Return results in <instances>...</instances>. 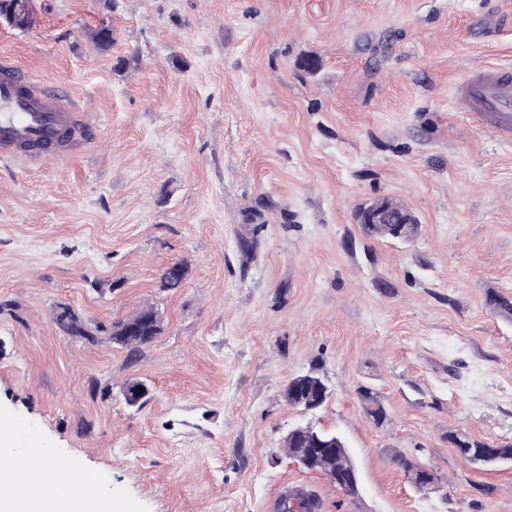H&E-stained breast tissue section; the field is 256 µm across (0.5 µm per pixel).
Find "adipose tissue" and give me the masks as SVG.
I'll return each instance as SVG.
<instances>
[{
  "label": "adipose tissue",
  "instance_id": "adipose-tissue-1",
  "mask_svg": "<svg viewBox=\"0 0 512 512\" xmlns=\"http://www.w3.org/2000/svg\"><path fill=\"white\" fill-rule=\"evenodd\" d=\"M12 478L0 483V512H117L111 496L48 449L14 447L10 429L0 426V469Z\"/></svg>",
  "mask_w": 512,
  "mask_h": 512
}]
</instances>
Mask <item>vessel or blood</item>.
I'll use <instances>...</instances> for the list:
<instances>
[{"mask_svg": "<svg viewBox=\"0 0 512 512\" xmlns=\"http://www.w3.org/2000/svg\"><path fill=\"white\" fill-rule=\"evenodd\" d=\"M455 105L473 124L512 142V69H476L455 91ZM88 113L61 92L0 60V156L37 166L65 156L68 138L91 136Z\"/></svg>", "mask_w": 512, "mask_h": 512, "instance_id": "b4317fda", "label": "vessel or blood"}]
</instances>
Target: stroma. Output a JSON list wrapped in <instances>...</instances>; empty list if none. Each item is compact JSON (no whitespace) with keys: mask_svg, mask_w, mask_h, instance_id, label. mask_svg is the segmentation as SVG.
Listing matches in <instances>:
<instances>
[{"mask_svg":"<svg viewBox=\"0 0 512 512\" xmlns=\"http://www.w3.org/2000/svg\"><path fill=\"white\" fill-rule=\"evenodd\" d=\"M30 4L28 29L0 19V56L88 105L95 141L0 160V412L19 446L91 471L124 512H266L287 483L316 512H512V465L448 442H512V319L487 303L512 299V144L453 101L469 71L512 67V0ZM383 197L415 215L412 242L363 234L357 209ZM61 306L92 338L58 328ZM149 306L162 332L133 362L106 327ZM312 368L333 394L304 413L283 389ZM306 424L345 439L356 498L288 458ZM394 448L441 490H416ZM358 395L366 404V411L369 418L376 426H382L388 422V413L377 393L372 389L362 386L358 388ZM448 442L471 465L485 468L501 462L512 461V442L488 443L450 432Z\"/></svg>","mask_w":512,"mask_h":512,"instance_id":"1","label":"stroma"}]
</instances>
